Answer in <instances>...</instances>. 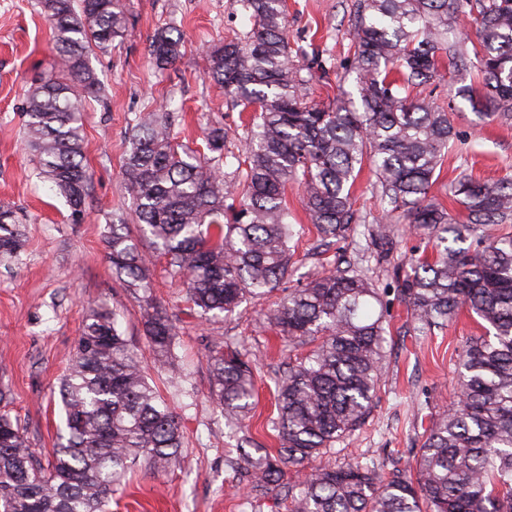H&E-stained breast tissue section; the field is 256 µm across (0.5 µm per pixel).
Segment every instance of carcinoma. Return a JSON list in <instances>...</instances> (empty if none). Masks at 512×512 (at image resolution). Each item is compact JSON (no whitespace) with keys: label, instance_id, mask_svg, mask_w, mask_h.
Masks as SVG:
<instances>
[{"label":"carcinoma","instance_id":"cac0c4a2","mask_svg":"<svg viewBox=\"0 0 512 512\" xmlns=\"http://www.w3.org/2000/svg\"><path fill=\"white\" fill-rule=\"evenodd\" d=\"M56 54L28 100L25 135L38 174L83 215L92 183L82 135L87 99L101 92L91 64L126 31L121 0H40ZM253 25L241 38L206 50L207 78L232 106L251 111L248 145L228 172L224 128L204 133L206 151L173 143L167 109L140 112L129 124L123 159L126 188L142 235L112 212L106 240L112 273L145 303L144 335L154 362L175 370L173 317L151 298L147 256H164L188 301L204 316L228 315L248 297L288 280L306 233L288 206V185L322 245L347 238L361 223L354 189L364 164L376 177L382 214L365 226L385 260L402 216L432 244L412 254L380 288L356 261L297 284L266 312L288 346H307L276 380L274 452L254 446L224 459L243 506L257 512L276 493L287 512H512V180L467 175L451 187L466 212L458 220L429 196L455 145L458 98L476 121H512V0H354L347 74L356 93L306 101L313 76L334 66L288 40L286 0H238ZM181 37L160 28L148 56L159 69L180 57ZM448 61L471 75L450 90L448 109L402 92L443 78ZM213 156H208V153ZM25 240L16 212L0 204V256L16 257ZM410 311L408 331L443 330L461 308L485 330L460 355V399L422 435L413 462L361 454L323 462L362 428L385 366L388 296ZM211 395L229 427H242L256 404L254 363L225 345L209 355ZM0 388V512H108L137 462L154 472L181 465L183 432L118 327L115 311L89 310L60 388L66 433L46 469L7 410ZM293 480L283 482L284 471Z\"/></svg>","mask_w":512,"mask_h":512}]
</instances>
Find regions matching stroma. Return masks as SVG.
<instances>
[{"label":"stroma","mask_w":512,"mask_h":512,"mask_svg":"<svg viewBox=\"0 0 512 512\" xmlns=\"http://www.w3.org/2000/svg\"><path fill=\"white\" fill-rule=\"evenodd\" d=\"M128 27L92 65L101 81L99 98L83 115L86 154L92 169L91 194L82 217L37 175L23 134L28 95L47 73L55 54L51 29L39 0H0V203L18 213L25 232L19 256L0 261V386L8 387L17 417L40 463H47L62 425L60 381L90 306L116 310L125 337L136 345L151 385L171 405L184 432L183 463L167 473L135 467L116 492L111 512H242L241 492L225 489L226 450L243 437L275 449V380L287 363V344L276 337L264 311L280 298L271 293L241 304L228 317L206 320L185 299L180 278L165 258L149 266L151 294L172 314L178 332L179 378L157 369L142 331L138 299L116 281L106 258V216L132 212L122 161L128 124L136 113L171 104L176 143L202 147L207 124L229 131L224 151L242 154L245 131L239 112L223 90L205 77L207 46L243 35L251 21L237 0H122ZM290 40L313 37L323 58L343 64L350 45L351 0H287ZM161 27L178 29L181 56L157 70L147 46ZM458 139L437 170L430 194L461 214L450 188L464 174L484 180L512 178V124H475L465 101H457ZM315 235L298 245L287 281L333 269L354 255L351 241L316 253ZM391 334L386 368L375 407L366 424L340 442V460L367 453L387 458L414 455L432 415L457 399L459 354L469 337L481 335L475 315L460 311L448 326L428 336L404 334L405 304L387 307ZM233 342L248 350L257 372V404L247 434L231 432L210 398V349Z\"/></svg>","instance_id":"35a3bbf8"}]
</instances>
